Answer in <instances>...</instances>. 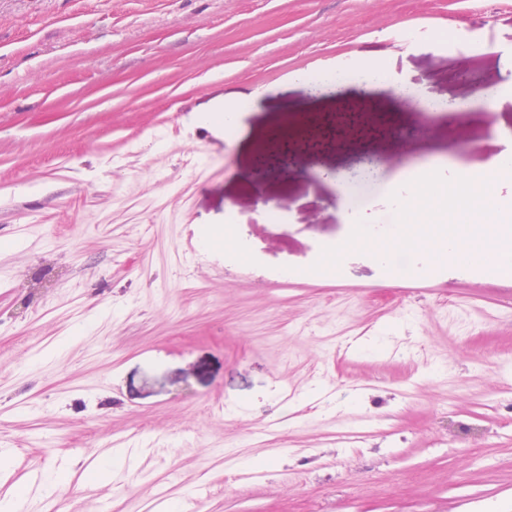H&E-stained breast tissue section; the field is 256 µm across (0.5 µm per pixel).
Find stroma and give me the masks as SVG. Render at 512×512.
Segmentation results:
<instances>
[{
  "label": "stroma",
  "instance_id": "stroma-1",
  "mask_svg": "<svg viewBox=\"0 0 512 512\" xmlns=\"http://www.w3.org/2000/svg\"><path fill=\"white\" fill-rule=\"evenodd\" d=\"M372 55L404 91L295 83ZM511 80L512 0H0V500L512 512V272H307L409 166L500 153ZM256 109L257 99L253 94L236 92L230 95L229 107H225L224 114L217 119L224 124L230 137L244 142L248 128L246 119ZM205 246L213 250H224V257L231 259H243L244 255L236 242L233 234L225 230L224 238L216 233H211L205 240Z\"/></svg>",
  "mask_w": 512,
  "mask_h": 512
}]
</instances>
